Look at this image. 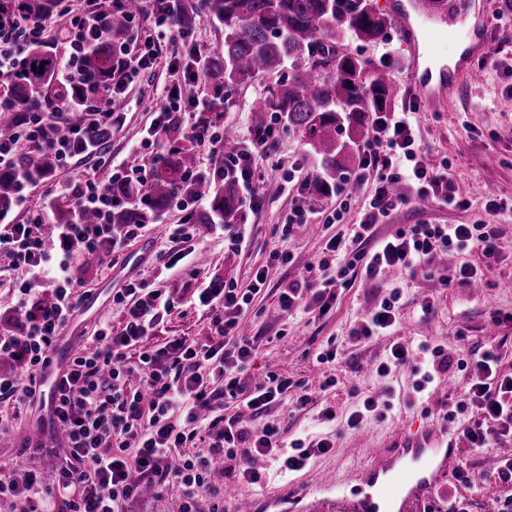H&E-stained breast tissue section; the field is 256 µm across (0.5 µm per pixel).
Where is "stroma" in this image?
Returning a JSON list of instances; mask_svg holds the SVG:
<instances>
[{
  "mask_svg": "<svg viewBox=\"0 0 512 512\" xmlns=\"http://www.w3.org/2000/svg\"><path fill=\"white\" fill-rule=\"evenodd\" d=\"M504 6L505 0H471L465 19L470 27L490 33L492 52L486 62L476 64L474 76L463 81L456 98L445 107L421 102L414 114V135L422 154L435 166H447L462 204L412 201L397 207L376 226V236L382 239L415 224L489 221L498 229L496 259H485L475 251H452L413 272L393 269L375 279L356 277L348 287L338 289V298L325 315L304 309L282 313L278 302L282 288L308 277L309 266L329 238L360 223L363 204L374 191L372 182L354 183L355 171L347 169L351 208L344 213L342 223L324 225V214L336 206V198L331 194L301 195V181L312 179L320 162L299 134L284 130L272 146L257 155L255 203L246 209L242 222L245 241L239 247H232L220 233L181 242L174 229L183 223L185 214L169 207L149 224L143 238L123 244L111 277L100 278L93 269L85 273L83 288L98 297L87 314L85 335H92L100 323L120 330L123 314L113 304L112 295L128 283L144 280L177 299L174 309L164 314L155 329L153 340L162 344L180 336L208 340L210 313L194 299L202 282L218 276L245 290L256 271H265L266 285L240 317L236 331L255 351L250 379L260 383L267 371H274L301 383L311 401L299 408L286 398L258 415L228 403L224 415L242 420L255 433L268 424L280 425L286 447L298 439L309 443L328 439L334 444L331 452L312 457L299 472L282 470L280 461L272 457L253 459L252 467L262 475L260 486L254 488L239 486L223 466L213 471L209 490L199 492L193 501H186L175 491L152 490L131 500L126 512H212L219 499L224 502V512H277L281 496L295 510L314 504L328 512L336 505L337 488L356 485L357 474L382 450L390 434L434 431L442 422V406L449 394H460L467 386V373L454 370L440 374L419 394L413 390L415 379L410 369L379 377L376 368L386 359L393 342H402L412 350L424 342L440 345L455 357L491 349L500 356L501 371L512 373V212L492 217L486 210L490 199L512 200V18L502 16ZM347 47L374 64H390L392 110H401L413 100L406 74L414 48L397 30H388L374 43L348 41ZM156 49L159 59L154 69L131 84L117 101L121 119L113 125L109 139L113 163L130 160L132 147L165 99L167 85L183 77L182 72L169 68L170 61L180 56L178 43L167 39L157 43ZM270 84V78L255 77L225 101L214 99L210 82L197 84L196 90L198 96L213 98L211 120L234 129L242 148L248 150L252 147L251 110L266 96ZM291 168L296 171L295 180L288 183L284 175ZM304 203L314 210L311 224L292 238L281 239L276 225L283 223L292 208ZM168 251L184 253L185 258L172 268H164L156 256ZM275 252L291 254V262L271 261ZM464 263L476 268L477 280L466 285L452 282L455 270ZM25 277V268L12 266L0 256L2 333L16 335L22 330L23 319L15 310L11 285ZM394 290L400 299L392 333L353 342L352 330ZM331 345L338 351L336 361L319 362V354ZM388 387L394 391V407L387 418H369L359 427H349L347 419L364 396H383ZM326 407L336 414L335 420L327 423L319 419ZM28 418L24 411L0 427V462L13 467L21 478L35 470L52 471L57 462L55 455H33L26 450ZM456 443L465 478L443 483L431 497L414 504L411 512H448L452 501L464 512H487L489 504L512 496V485L501 482L497 475L501 458L512 453V438L490 439L480 449L471 448L461 437ZM323 472L332 477V487L318 485L317 477Z\"/></svg>",
  "mask_w": 512,
  "mask_h": 512,
  "instance_id": "35a3bbf8",
  "label": "stroma"
}]
</instances>
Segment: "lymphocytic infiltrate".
Instances as JSON below:
<instances>
[{"instance_id":"f902f5d3","label":"lymphocytic infiltrate","mask_w":512,"mask_h":512,"mask_svg":"<svg viewBox=\"0 0 512 512\" xmlns=\"http://www.w3.org/2000/svg\"><path fill=\"white\" fill-rule=\"evenodd\" d=\"M71 2L54 0L56 14L68 17L69 25L63 36L53 40L45 37V20L27 19L9 6L0 7V112L10 115L15 126L14 138L0 140V169L14 170L18 204H25L32 188L44 189L43 204L28 212L25 221L9 220L7 210L0 209V254L29 272L28 279L17 286L23 331L0 336V357L18 369L14 375L0 374V402L18 407L36 404L40 373L49 364L55 340L90 297L81 291L78 276L85 261L94 260L99 272L107 273L115 265L118 243L144 232L140 224L114 226L112 214L122 203L115 186L147 189L156 167L166 160L145 140L141 146L150 152L147 162L116 170L107 142L92 143V131L111 130L116 120L110 89L84 92L75 102L84 109V119L71 124L68 138L57 137L56 126L67 120L72 103L66 93L83 84L84 53L108 31L113 11L125 6V0H85L84 7L76 10ZM36 42L49 43L55 50V82L63 94L50 105L38 99L22 106L8 88L17 77L19 61ZM207 106L203 99L190 101L183 94L170 93L156 123L164 129L177 126L182 109L190 107L197 115L185 139L200 146L220 144L224 132L205 117ZM372 123L376 135L365 143L355 175L356 182L375 184L369 206L350 233L327 241L316 262L318 278L294 281L282 289V311L306 303L326 311L337 288L349 284L351 277L373 279L394 267L413 270L452 249L470 248L489 260L498 254L491 224H416L376 240L378 218L412 199L455 203L458 190L447 170L434 169L421 155L411 112H377ZM22 147L31 156L24 167L15 163ZM45 155L53 160V173L38 167ZM82 160L91 163L92 175L55 179V172L67 171ZM100 168L108 169L107 179L97 176ZM398 184L406 186V193H392V186ZM61 197L70 199L76 211L93 213L94 222L52 224L50 207ZM47 225L59 241L54 252L45 247ZM112 301L124 313L121 329L100 325L91 346L76 352L51 394L55 414L66 431L63 447L55 451L60 463L54 481L45 482L34 471L20 483L9 466L0 464V497L19 500L21 512H124L138 491L129 479L133 470L154 487L178 486L191 500L208 486L216 460L232 462L238 483L255 485L261 476L248 465L254 456L280 455L283 468L297 472L311 457L331 451L330 441L307 446L298 440L287 453L281 449L278 425H267L254 435L239 420L223 417L225 401L241 402L259 414L287 398L292 387L287 378L275 373L253 388L245 381L253 348L244 340L228 346L226 338L236 329L251 297L234 284L214 278L200 289L198 301L210 310L215 335L214 341L203 344L186 337L152 344L161 314L173 307L174 300L148 290L146 283H129L113 294ZM419 351L431 360L429 369L415 381V392L425 391L435 374L450 368L469 373L466 390L449 403L444 415L452 431L475 448L485 447L493 438L512 436V373L499 370L493 352L456 360L439 345L423 344ZM135 371L143 376L142 386L133 387L127 381Z\"/></svg>"}]
</instances>
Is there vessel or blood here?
Wrapping results in <instances>:
<instances>
[{"label": "vessel or blood", "mask_w": 512, "mask_h": 512, "mask_svg": "<svg viewBox=\"0 0 512 512\" xmlns=\"http://www.w3.org/2000/svg\"><path fill=\"white\" fill-rule=\"evenodd\" d=\"M391 14L404 39L415 48L432 51L433 39L442 37L460 50L452 68L436 60L411 66L410 88L429 104H444L470 75L473 62L489 54L488 35L464 30L461 0H396ZM80 340L79 333L64 332L41 376L46 390H53L59 383ZM55 433L52 407H44L28 424L32 440L41 441ZM457 455L454 439L444 427L420 438L395 435L392 450L369 464L365 485L339 492L338 497L349 500L351 512H409L412 504L434 493L449 476L450 462Z\"/></svg>", "instance_id": "vessel-or-blood-1"}]
</instances>
